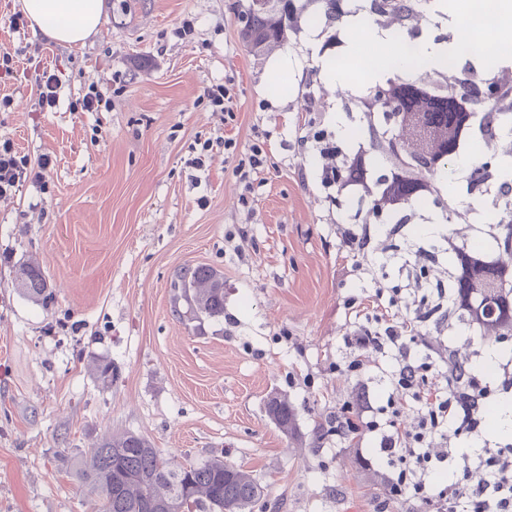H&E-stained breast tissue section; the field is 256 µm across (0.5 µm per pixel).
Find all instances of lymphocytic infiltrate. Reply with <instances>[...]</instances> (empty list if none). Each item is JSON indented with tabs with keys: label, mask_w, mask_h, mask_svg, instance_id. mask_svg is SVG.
<instances>
[{
	"label": "lymphocytic infiltrate",
	"mask_w": 512,
	"mask_h": 512,
	"mask_svg": "<svg viewBox=\"0 0 512 512\" xmlns=\"http://www.w3.org/2000/svg\"><path fill=\"white\" fill-rule=\"evenodd\" d=\"M473 80L497 94L493 105L478 102L470 106L471 111L480 113L479 127L485 130L492 127L497 113L512 105V67L504 65L480 72L472 65H464L457 86H466ZM386 138V132H377L357 150L348 151L332 141L325 130L311 128L300 141L314 143L321 155L335 158V166L323 171L324 183L336 186L340 194L361 197L367 185L350 175L349 170L357 155L371 153ZM51 165L50 156L33 162L19 155L11 143H1L0 196L15 194L27 183L45 186ZM428 258V249L420 246L405 263L406 287L420 292L419 300L399 308L397 299L386 295L379 286L372 296L371 317L355 321L348 341V371L364 372L371 351L393 355L397 368L389 380L387 401L376 413L366 415L346 404L337 408L333 417L335 435L342 440L368 433L379 435V451L397 471L392 482L394 492L420 500L429 512H512L511 447L484 444L477 456L460 463L459 479L438 492L429 489L435 464L454 458L461 436L476 432L479 415L491 397L501 389L512 391V365H503L502 382L494 384L461 371L454 351L432 344L421 332L422 316L428 311L438 313L434 330L439 336L454 332L460 319L445 289H438L433 300L423 295L422 273ZM409 407L415 408L416 421L412 428L404 430L400 419Z\"/></svg>",
	"instance_id": "lymphocytic-infiltrate-1"
}]
</instances>
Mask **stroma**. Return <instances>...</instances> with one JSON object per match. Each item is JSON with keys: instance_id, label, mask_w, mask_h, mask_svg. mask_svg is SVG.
Masks as SVG:
<instances>
[{"instance_id": "35a3bbf8", "label": "stroma", "mask_w": 512, "mask_h": 512, "mask_svg": "<svg viewBox=\"0 0 512 512\" xmlns=\"http://www.w3.org/2000/svg\"><path fill=\"white\" fill-rule=\"evenodd\" d=\"M12 4L0 0V45L14 58L0 68V143L53 164L47 190L28 183L0 198V512H100L73 462L125 431L180 462L219 455L250 471L264 489L253 512H422L391 495L373 435L353 444L317 429L344 403L385 404L393 357L371 354L358 376L340 368L347 301L403 285L401 257L442 242L422 233V217L443 216L434 203L410 208L394 251L361 260L374 278L352 273L361 261L342 255L336 223L366 216L323 184L312 146L295 139L325 35L303 20L256 56L236 17L247 0H107L99 34L68 47L32 40ZM186 18L195 31L182 38ZM46 67L61 80L51 112L37 104ZM227 79L231 122L202 98ZM91 84L109 111H73ZM352 84L319 88L323 127L346 148L366 130L353 99L369 87ZM224 137L241 153L266 140L249 207ZM201 154L204 169L190 167ZM28 262L54 292L49 305L19 291ZM187 263L223 272L222 320L179 319L171 283ZM102 357L116 371L107 387L91 371ZM276 395L295 409L293 435L266 413Z\"/></svg>"}]
</instances>
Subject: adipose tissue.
Returning a JSON list of instances; mask_svg holds the SVG:
<instances>
[{
	"instance_id": "ef3b65f1",
	"label": "adipose tissue",
	"mask_w": 512,
	"mask_h": 512,
	"mask_svg": "<svg viewBox=\"0 0 512 512\" xmlns=\"http://www.w3.org/2000/svg\"><path fill=\"white\" fill-rule=\"evenodd\" d=\"M14 8L27 19L34 38L67 46L84 45L97 33L105 16L104 0H14ZM399 41V35L380 29L369 16L360 14L348 21L350 46L364 43L377 48L373 59L362 70L368 80H378L403 67L405 60L395 51ZM473 42V37L467 36L443 45L435 43L426 33L412 40L415 61L423 72L443 69L449 56L469 55Z\"/></svg>"
}]
</instances>
